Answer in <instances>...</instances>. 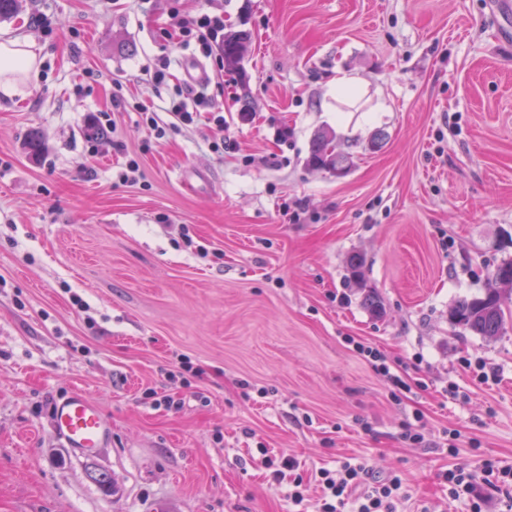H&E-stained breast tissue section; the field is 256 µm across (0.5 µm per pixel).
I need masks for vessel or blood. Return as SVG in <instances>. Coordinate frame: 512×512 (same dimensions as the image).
<instances>
[{
  "mask_svg": "<svg viewBox=\"0 0 512 512\" xmlns=\"http://www.w3.org/2000/svg\"><path fill=\"white\" fill-rule=\"evenodd\" d=\"M53 432L65 444L83 455L95 454L110 437L100 408L85 394L74 392L56 402Z\"/></svg>",
  "mask_w": 512,
  "mask_h": 512,
  "instance_id": "obj_1",
  "label": "vessel or blood"
}]
</instances>
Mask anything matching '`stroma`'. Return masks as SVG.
Returning <instances> with one entry per match:
<instances>
[{"mask_svg":"<svg viewBox=\"0 0 512 512\" xmlns=\"http://www.w3.org/2000/svg\"><path fill=\"white\" fill-rule=\"evenodd\" d=\"M204 11L251 34L243 75L200 61L224 109L216 149L207 125L159 139L134 109L181 84L194 51L176 20ZM494 12L19 0L0 34L30 38L44 61L36 83L0 94V512H318V470L348 458L402 477L398 512H470L441 473L512 465V317L494 338L450 319L512 261V34ZM160 53L172 77L156 86L143 66ZM340 71L358 77L355 97L330 96ZM100 112L117 130L89 136ZM321 131L349 145L346 175L307 166ZM129 156L134 185L117 178ZM350 336L424 389L394 401ZM74 391L111 429L92 457L52 432ZM417 411L422 440H403ZM266 455L298 462L301 504Z\"/></svg>","mask_w":512,"mask_h":512,"instance_id":"obj_1","label":"stroma"}]
</instances>
